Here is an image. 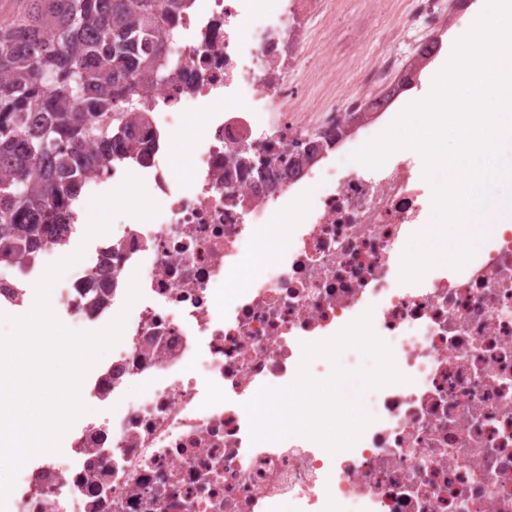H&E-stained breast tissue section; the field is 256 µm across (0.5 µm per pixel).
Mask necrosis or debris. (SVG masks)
Returning <instances> with one entry per match:
<instances>
[{"label": "necrosis or debris", "instance_id": "necrosis-or-debris-1", "mask_svg": "<svg viewBox=\"0 0 512 512\" xmlns=\"http://www.w3.org/2000/svg\"><path fill=\"white\" fill-rule=\"evenodd\" d=\"M383 3L364 0L318 57L312 35L336 0H193L169 16L178 63L142 87L148 122L134 131L150 149L119 151L86 186L95 198L138 174L165 211L127 216L122 236L53 286L56 318L86 332L125 323L82 381L97 416L20 466L13 512H278L285 500L300 512H512V216L485 223L461 268L437 263L404 283L403 245L433 212L414 159L336 164L420 90L477 0H402L389 36L403 51L359 62ZM350 64L356 88L314 97L324 73ZM177 133L192 142L181 176L163 146ZM278 224L265 278L226 296L242 245ZM61 258L51 242L1 264L0 311L28 308ZM360 327L391 375L351 446L333 453L326 433L258 439L251 400L312 377Z\"/></svg>", "mask_w": 512, "mask_h": 512}]
</instances>
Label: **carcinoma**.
<instances>
[{
  "label": "carcinoma",
  "mask_w": 512,
  "mask_h": 512,
  "mask_svg": "<svg viewBox=\"0 0 512 512\" xmlns=\"http://www.w3.org/2000/svg\"><path fill=\"white\" fill-rule=\"evenodd\" d=\"M187 0H31L0 23V238L33 258L56 199L74 202L112 148L145 83L167 79L160 25Z\"/></svg>",
  "instance_id": "1"
}]
</instances>
